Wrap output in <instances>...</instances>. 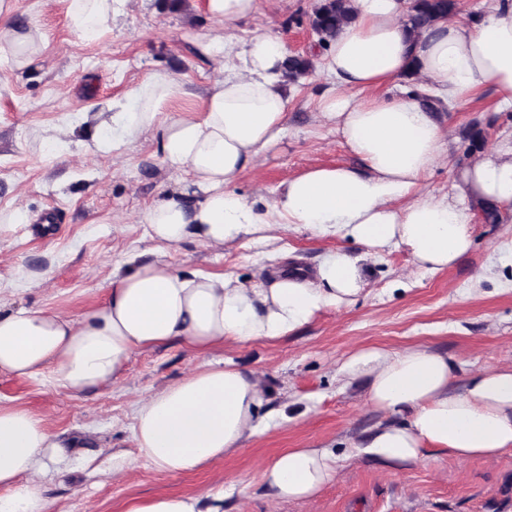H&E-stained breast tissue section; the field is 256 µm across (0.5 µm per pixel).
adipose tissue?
Listing matches in <instances>:
<instances>
[{
  "label": "adipose tissue",
  "instance_id": "1",
  "mask_svg": "<svg viewBox=\"0 0 512 512\" xmlns=\"http://www.w3.org/2000/svg\"><path fill=\"white\" fill-rule=\"evenodd\" d=\"M117 0H66L70 28L99 33ZM409 0H353L354 17L320 56L326 87L321 116L360 164L313 166L288 178L268 202L232 187L288 132L283 90L285 41L271 33L209 39L219 73L199 116L170 122L160 114L179 102L182 84L153 72L112 104L101 128L120 150L152 132L167 166L186 185L144 213L151 239L221 246L267 241L280 226L345 240L361 253H326L313 273L273 269L248 285L225 273L184 274L158 261H131L115 274L105 301L73 318L44 310L0 311V373L82 394L112 382L131 354L173 340L203 350L219 343L277 340L329 308L353 305L368 256L404 248L428 272L452 267L472 246L479 216L512 218V133L462 168L450 192L423 189L446 151V134L405 82L420 76L446 102L471 101L491 86L496 108L512 111V0L486 14L434 25L411 38ZM13 0H0V50L15 68L40 61L48 40L37 25L13 22ZM461 365L424 346L393 353L365 347L339 373L367 379L371 405L386 414L355 448L398 472L426 452L460 460L493 457L512 447V367L461 376ZM253 374L217 362L139 400L132 415L136 458L155 470L192 471L241 450L266 423ZM76 440L32 412L0 402V512H50L48 486L76 461ZM344 457L333 448H291L264 465L259 483L275 500L310 498L337 477ZM126 512H224L220 494L158 495Z\"/></svg>",
  "mask_w": 512,
  "mask_h": 512
}]
</instances>
